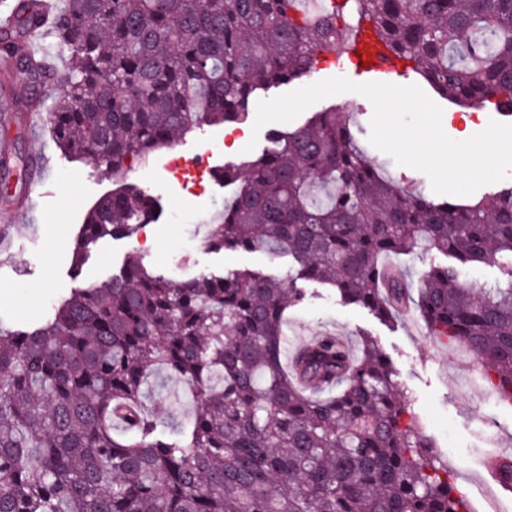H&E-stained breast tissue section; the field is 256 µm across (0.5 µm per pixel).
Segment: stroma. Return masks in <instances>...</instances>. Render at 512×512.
<instances>
[{
  "label": "stroma",
  "mask_w": 512,
  "mask_h": 512,
  "mask_svg": "<svg viewBox=\"0 0 512 512\" xmlns=\"http://www.w3.org/2000/svg\"><path fill=\"white\" fill-rule=\"evenodd\" d=\"M312 109L352 113L358 145L368 159L382 164L389 175L416 180L424 193H431L425 173L397 164L370 143L374 109L367 98L340 93L316 102ZM253 125L250 118L234 124L230 136L224 125L206 126L161 149L149 161L129 160L127 182L158 200L159 215L132 237H107L91 245L76 277L71 274L76 229L116 184L93 164L62 154L53 143L50 126H42L39 140L33 143L28 139V124L12 125L6 134L9 141L17 142L27 155L44 153L45 167L34 164L30 170L43 172L45 184L43 197L33 200L27 217L19 213L17 189L0 190V230L13 239L9 254L0 256V319L21 326L44 318L60 296L106 281L133 254L141 256L146 266L165 269L176 281L203 272L229 274L244 268L283 279L294 275L297 265L286 255L188 246L189 239L204 234L207 225L214 223L235 188L216 177L204 194L187 191L170 173L173 156L188 161L202 157L210 169L217 170L261 154L270 147L274 130L291 128L287 122H272L258 131ZM252 133L258 136L253 151L229 150L234 136ZM298 286L305 300L288 310L289 347L313 336H337L355 352L362 335L372 336L391 359L400 388L412 400V413L435 444L440 463L465 493L471 512H512V493L501 494L489 483L484 467L490 452L512 456V407L502 405L482 380L481 366L469 350L431 336L416 312L386 324L361 306L342 303L327 285L302 280ZM149 387L158 393L154 408L164 425L175 428L186 422L190 396L182 382L155 376Z\"/></svg>",
  "instance_id": "stroma-1"
}]
</instances>
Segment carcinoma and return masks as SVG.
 Masks as SVG:
<instances>
[{
    "label": "carcinoma",
    "mask_w": 512,
    "mask_h": 512,
    "mask_svg": "<svg viewBox=\"0 0 512 512\" xmlns=\"http://www.w3.org/2000/svg\"><path fill=\"white\" fill-rule=\"evenodd\" d=\"M44 28L35 0L0 27V98L22 71L48 76L32 37L65 56L49 112L56 147L120 186L79 226L89 246L152 221L156 201L122 183L194 129L247 119L261 88L308 75L322 53L395 58L443 98L512 117V0H65ZM332 109L217 176L239 183L211 250L288 255L300 279L394 319L412 300L381 257L436 250L416 306L430 334L465 344L512 401V286L475 291L462 269L512 261V185L435 201L384 176ZM27 166L0 150L4 184ZM304 299L248 269L175 283L131 256L60 297L46 318L0 320V512H470L369 337L360 354L323 336L286 359L287 309ZM162 369L193 399L172 434L147 404Z\"/></svg>",
    "instance_id": "obj_1"
}]
</instances>
